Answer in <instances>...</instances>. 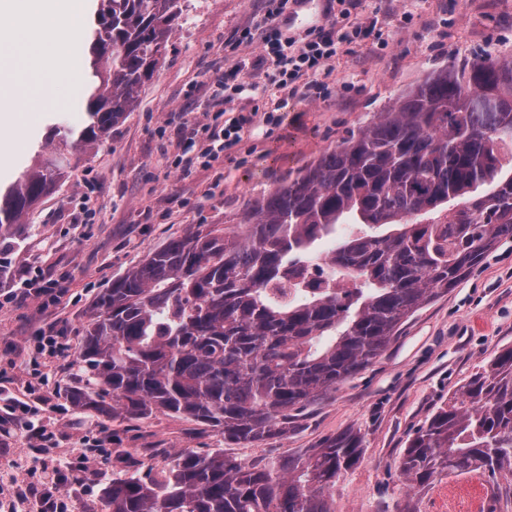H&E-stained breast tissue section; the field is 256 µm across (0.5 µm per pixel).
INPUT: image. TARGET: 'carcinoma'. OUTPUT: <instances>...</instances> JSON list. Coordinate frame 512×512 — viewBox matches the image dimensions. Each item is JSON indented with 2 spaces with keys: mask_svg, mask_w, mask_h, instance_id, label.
Masks as SVG:
<instances>
[{
  "mask_svg": "<svg viewBox=\"0 0 512 512\" xmlns=\"http://www.w3.org/2000/svg\"><path fill=\"white\" fill-rule=\"evenodd\" d=\"M185 0H98L92 86L78 131L92 149L135 109ZM512 55L463 61L397 97L272 192L235 228L195 230L150 253L96 297L74 407L114 419L156 412L260 444L294 412L367 367L399 327L512 239ZM69 164L39 154L0 190V237L62 186ZM458 200L448 223L418 217ZM329 239L332 245L315 250ZM348 431L264 464L208 451L177 455L145 481L116 478L103 512H336V480L363 456ZM411 487L450 473L512 474V348L468 379L462 400L408 439Z\"/></svg>",
  "mask_w": 512,
  "mask_h": 512,
  "instance_id": "obj_1",
  "label": "carcinoma"
}]
</instances>
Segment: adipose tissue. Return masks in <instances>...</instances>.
Returning <instances> with one entry per match:
<instances>
[{"mask_svg":"<svg viewBox=\"0 0 512 512\" xmlns=\"http://www.w3.org/2000/svg\"><path fill=\"white\" fill-rule=\"evenodd\" d=\"M13 15L20 23L0 29V46L19 49L29 79L64 80L80 88V73L65 60L74 47L73 34L84 28L86 0H0V16Z\"/></svg>","mask_w":512,"mask_h":512,"instance_id":"obj_1","label":"adipose tissue"}]
</instances>
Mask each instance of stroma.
Listing matches in <instances>:
<instances>
[{
  "label": "stroma",
  "instance_id": "1",
  "mask_svg": "<svg viewBox=\"0 0 512 512\" xmlns=\"http://www.w3.org/2000/svg\"><path fill=\"white\" fill-rule=\"evenodd\" d=\"M265 0H188L164 62L141 88L138 103L102 145L84 150L48 139L51 125L82 127L87 92L60 82L32 89L20 68L6 65L0 81L24 103L0 145V183L14 180L37 151L69 159L70 177L46 197L19 233L0 241V262L15 277L41 276L48 292L10 300L0 282V389L30 404V419L54 434V452L81 466L96 447L83 484L65 488L68 512H100V492L118 477L155 475L168 456L216 448L257 462L315 447L355 429L364 437L360 463L341 478L336 512H444L464 475L410 489L398 465L406 441L438 407L459 396L479 367L512 347V240L500 243L447 294L428 302L400 329L382 356L304 411L287 434L260 445H228L220 431L157 413L113 421L79 411L67 399L86 313L113 279L149 253L196 228L239 222L248 201L273 191L327 150L347 130L383 111L429 73L463 60L512 54V0H360L363 41L339 45L321 95L292 96L282 124L261 128L211 160L182 172L184 127L196 143L224 125L209 80L235 59L259 51L246 32ZM339 0H289L298 36L339 13ZM60 337L55 356L39 349L40 332ZM22 425L0 433V512H40L33 498L18 502L9 484L41 479Z\"/></svg>",
  "mask_w": 512,
  "mask_h": 512
}]
</instances>
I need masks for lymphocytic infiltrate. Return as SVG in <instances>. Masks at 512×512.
I'll return each instance as SVG.
<instances>
[{
  "label": "lymphocytic infiltrate",
  "mask_w": 512,
  "mask_h": 512,
  "mask_svg": "<svg viewBox=\"0 0 512 512\" xmlns=\"http://www.w3.org/2000/svg\"><path fill=\"white\" fill-rule=\"evenodd\" d=\"M356 0H347V6L338 20L328 26L311 30L304 43L282 39L278 30L281 7L268 4L259 15L254 27L265 35L262 53L243 57L218 73L212 80L215 91L235 95L248 91L252 73L264 75L268 84L280 90L310 96L312 90L321 88L323 77L330 74V62L337 53L339 44L355 39L364 40L370 35L369 28L363 27L356 19ZM273 113L251 112L239 114L225 120L221 130L212 132V143L194 157L185 158L184 167L190 168L200 160L214 158L217 149H229L237 145L244 134L263 124L274 123Z\"/></svg>",
  "instance_id": "obj_1"
}]
</instances>
